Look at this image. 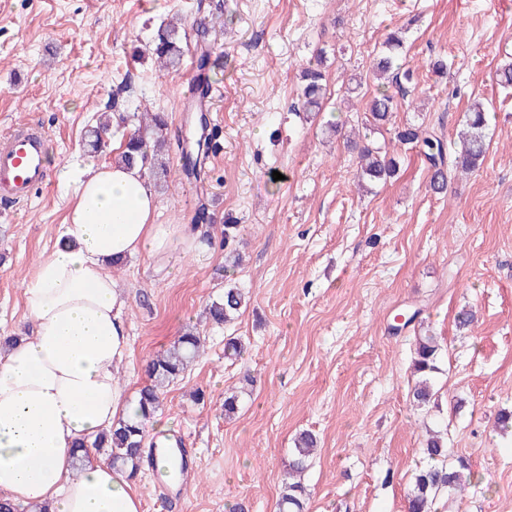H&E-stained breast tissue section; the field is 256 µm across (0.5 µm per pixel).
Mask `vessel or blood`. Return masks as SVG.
Instances as JSON below:
<instances>
[{
	"label": "vessel or blood",
	"mask_w": 512,
	"mask_h": 512,
	"mask_svg": "<svg viewBox=\"0 0 512 512\" xmlns=\"http://www.w3.org/2000/svg\"><path fill=\"white\" fill-rule=\"evenodd\" d=\"M50 140L40 128L13 131L0 142V197L20 203L46 185Z\"/></svg>",
	"instance_id": "b4317fda"
}]
</instances>
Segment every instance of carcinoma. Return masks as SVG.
<instances>
[{"mask_svg": "<svg viewBox=\"0 0 512 512\" xmlns=\"http://www.w3.org/2000/svg\"><path fill=\"white\" fill-rule=\"evenodd\" d=\"M223 15L224 8L218 2L208 10V18L197 22L201 27V33L205 34L209 29L215 28L217 20ZM186 44V33L180 31L179 26L171 21L157 28L150 53L159 67L173 69L180 64ZM401 48L402 42L397 34H388L382 50L373 63V71L379 78L395 84L412 82L413 71L397 63V54ZM213 73L212 52L205 44L197 53V75L194 80L200 102L210 97L215 82ZM325 95V73L323 62L319 59L302 70L298 101L304 111L319 112ZM396 108L394 95L389 89H377L369 99L364 112V138L359 141L345 139L346 146L356 154L362 177L371 183H384L395 175L396 158L390 155L386 144L372 138V135L389 129L393 130L395 142L418 147L429 165V188L435 193L446 191L452 176L459 173L468 174L479 168L487 149V116L482 103L477 102L469 109L466 115L468 130L462 138L460 147L450 154L446 152L444 142L427 129L411 124L401 127L394 125L393 114ZM132 120L136 124V130L130 134L126 150L118 155L117 162L125 165L138 163L149 173L154 174L158 168L159 153L168 142L167 115L163 112L145 110L133 113ZM110 130L108 120L100 121L98 126L86 131L85 144L92 151H98L104 145V136ZM208 140L207 136L198 140L182 136L175 138L183 172L197 180L208 177L204 167V157L208 154ZM236 237L237 225H224V249L227 250V260L233 267L242 261L240 254L233 248ZM247 298V292L227 282L224 284L222 297L208 305V315L216 324H227L234 320L241 308L247 304ZM202 351V336L185 333L178 337L170 349L149 361L150 384L139 391V405L143 416H150L156 411L161 391L182 377L191 364L201 356ZM245 351L246 346L241 338L229 336L225 339V357L240 358ZM438 351L437 337H417L414 366L420 380L413 390L412 397L413 403L419 408L428 406L435 397L430 378L437 370ZM146 441V433L139 424L120 421L94 442V448L97 453L108 456L112 460V465L130 467V478L134 479L140 473L144 461ZM315 445V437L310 433H302L296 439L289 481L285 483L278 503L279 512H305L306 489L302 485L301 475L308 467ZM424 454L430 460V464L413 476L407 493V512H432V505L438 498L460 494L470 484L469 462L463 458L457 459L454 463L448 461L445 443L439 436L432 435L427 439Z\"/></svg>", "mask_w": 512, "mask_h": 512, "instance_id": "1", "label": "carcinoma"}]
</instances>
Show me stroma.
I'll use <instances>...</instances> for the list:
<instances>
[{
	"mask_svg": "<svg viewBox=\"0 0 512 512\" xmlns=\"http://www.w3.org/2000/svg\"><path fill=\"white\" fill-rule=\"evenodd\" d=\"M225 30L210 33L221 68L210 101L208 180H153L160 224H189L199 205L212 216L204 248L165 273L144 257L113 267L126 299L129 393L147 384L150 359L187 329L204 352L167 387L156 410L195 456L182 484L160 485L150 467L134 482L143 512H275L295 437L318 450L305 474L308 512H404L414 471L425 465L427 428L447 429L453 455L478 475L446 512H512V437L495 420L512 411V92L494 82L512 60V0H224ZM186 25L179 69L163 70L147 46L163 21ZM197 0H0V136L24 125L52 142L50 181L31 200L0 208V337L29 330L23 282L56 246L71 198L59 174L73 156L109 163L133 124L103 151L84 142L119 92L117 113L139 105L167 113L171 133L189 130L196 76ZM405 39L416 94L398 100L395 123L456 139L473 100L491 107L489 147L474 173L429 190L423 156L391 151L399 172L361 188L356 161L330 120L356 125L376 88L371 65L391 31ZM324 54L325 110L291 111L304 65ZM448 58L447 76L429 63ZM281 180H274L273 172ZM240 226L242 263L231 279L251 299L233 323L205 308L222 292L224 224ZM417 323L392 332L396 313ZM476 316L456 327L462 310ZM441 345L435 405L415 409L414 342ZM247 344L224 357V338ZM245 388L234 418L224 392ZM201 390L195 402L191 391Z\"/></svg>",
	"mask_w": 512,
	"mask_h": 512,
	"instance_id": "1",
	"label": "stroma"
}]
</instances>
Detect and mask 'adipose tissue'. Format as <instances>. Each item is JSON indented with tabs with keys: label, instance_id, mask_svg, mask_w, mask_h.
<instances>
[{
	"label": "adipose tissue",
	"instance_id": "adipose-tissue-1",
	"mask_svg": "<svg viewBox=\"0 0 512 512\" xmlns=\"http://www.w3.org/2000/svg\"><path fill=\"white\" fill-rule=\"evenodd\" d=\"M60 182L75 203L24 282L31 329L0 352V491L49 512H142L125 469L93 452L74 459L79 441L141 419L118 377L126 301L106 268L137 255L175 266L201 232L155 223L159 200L139 167L76 158Z\"/></svg>",
	"mask_w": 512,
	"mask_h": 512
}]
</instances>
